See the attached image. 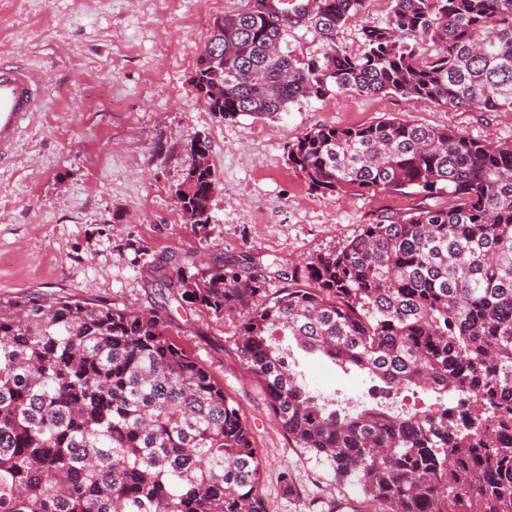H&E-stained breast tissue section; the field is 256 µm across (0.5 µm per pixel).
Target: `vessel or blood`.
Segmentation results:
<instances>
[{"mask_svg": "<svg viewBox=\"0 0 512 512\" xmlns=\"http://www.w3.org/2000/svg\"><path fill=\"white\" fill-rule=\"evenodd\" d=\"M42 72L20 60L0 58V161L11 156L20 133L45 107Z\"/></svg>", "mask_w": 512, "mask_h": 512, "instance_id": "obj_1", "label": "vessel or blood"}]
</instances>
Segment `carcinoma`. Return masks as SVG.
I'll return each mask as SVG.
<instances>
[{"instance_id":"cac0c4a2","label":"carcinoma","mask_w":512,"mask_h":512,"mask_svg":"<svg viewBox=\"0 0 512 512\" xmlns=\"http://www.w3.org/2000/svg\"><path fill=\"white\" fill-rule=\"evenodd\" d=\"M366 2L297 11L328 45L305 60L276 14L215 19L195 95L225 120L347 92L512 112V0H390L388 25L363 26V51L348 55L336 31ZM288 158L323 195L454 204L363 225L280 273L272 296L264 275L224 264L152 276L217 316L245 311L237 352L279 427L382 512H512V144L389 116L312 128ZM216 188L209 162L187 169L176 197L188 223L209 224ZM281 336L378 379L383 400L312 393ZM412 388L437 408L405 409ZM259 465L239 405L169 333L165 307L0 301V512H255Z\"/></svg>"}]
</instances>
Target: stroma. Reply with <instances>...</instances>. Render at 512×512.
I'll list each match as a JSON object with an SVG mask.
<instances>
[{
    "label": "stroma",
    "mask_w": 512,
    "mask_h": 512,
    "mask_svg": "<svg viewBox=\"0 0 512 512\" xmlns=\"http://www.w3.org/2000/svg\"><path fill=\"white\" fill-rule=\"evenodd\" d=\"M249 0H0V57L20 56L46 78L47 105L0 162V298L48 293L96 304L166 306L171 332L240 407L260 450L259 494L270 512H380L356 482L295 447L275 421L262 385L242 363L240 311L216 316L175 301L150 267L256 264L269 293L280 271L340 248L363 225L406 214L421 197L353 188L319 194L288 161L311 128L366 126L383 117L450 127L512 143V112L455 110L396 95L344 93L290 104L274 119L230 121L210 112L190 77L215 18ZM390 0H368L362 22L336 34L352 54L361 24L383 26ZM203 137L217 179L211 222L187 224L175 190ZM309 389L366 404L373 380L295 350Z\"/></svg>",
    "instance_id": "obj_1"
}]
</instances>
